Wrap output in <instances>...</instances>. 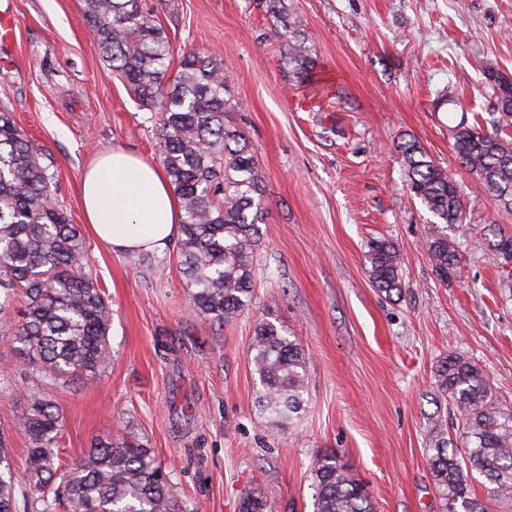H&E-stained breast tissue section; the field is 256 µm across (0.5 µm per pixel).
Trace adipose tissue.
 Wrapping results in <instances>:
<instances>
[{
    "instance_id": "ef3b65f1",
    "label": "adipose tissue",
    "mask_w": 512,
    "mask_h": 512,
    "mask_svg": "<svg viewBox=\"0 0 512 512\" xmlns=\"http://www.w3.org/2000/svg\"><path fill=\"white\" fill-rule=\"evenodd\" d=\"M81 199L87 224L117 254L164 250L181 222L163 169L120 148L85 168Z\"/></svg>"
}]
</instances>
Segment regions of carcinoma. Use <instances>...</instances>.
Instances as JSON below:
<instances>
[{
	"label": "carcinoma",
	"instance_id": "1",
	"mask_svg": "<svg viewBox=\"0 0 512 512\" xmlns=\"http://www.w3.org/2000/svg\"><path fill=\"white\" fill-rule=\"evenodd\" d=\"M83 20L97 38L109 72L138 104L158 115L161 162L183 211L176 255L191 311L218 327L253 303L254 256L260 241L265 199L254 154L245 135L224 125L234 108L224 98L228 77L210 55L183 53L170 75L172 48L142 0H83ZM276 20L274 34L283 64L298 82L314 81L316 60L287 0H263ZM492 90L488 131L479 122L450 128L461 166L477 176L494 199L512 209V79L497 68L482 70ZM411 196L435 217L426 247L444 282L459 263L456 235L463 230V205L449 176L415 139L398 143ZM52 163L42 146L0 112V290H22L20 318L9 328L15 352L41 380L68 384L104 365L110 356L109 304L86 271L83 238L54 202ZM497 264L512 279V235L489 242ZM372 285L385 297L402 295L399 252L381 239L365 256ZM260 388L255 406L264 422L284 428L300 418L308 390L307 359L284 327L262 320L249 346ZM439 397L455 419L461 443L436 429L427 459L446 512H490L488 502H512V409H505L483 370L457 353L435 368ZM28 436L26 469L12 470L0 437V512H17V485L51 512L67 500L71 512H189L170 474L153 451L123 438H106L62 468L57 447L63 427L55 403L40 393L27 396L16 416ZM313 512H375L362 483L334 453L312 462ZM487 498L476 495L479 479ZM240 512H272L258 491L245 494Z\"/></svg>",
	"mask_w": 512,
	"mask_h": 512
}]
</instances>
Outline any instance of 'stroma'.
Masks as SVG:
<instances>
[{
	"mask_svg": "<svg viewBox=\"0 0 512 512\" xmlns=\"http://www.w3.org/2000/svg\"><path fill=\"white\" fill-rule=\"evenodd\" d=\"M317 60L315 93L288 75L259 0H143L173 48L223 63L224 121L244 133L265 194L256 297L218 328L189 306L175 245L118 255L84 222L80 179L98 153L158 161V118L106 69L82 0H0L14 18L0 42V112L13 113L54 163V199L80 225L89 270L112 310L110 360L91 379L40 381L0 336V432L15 474L26 434L13 422L30 393L63 414L59 452L107 435L152 448L190 512H238L260 489L274 512H312L310 465L336 453L376 512H444L426 449L434 371L455 352L476 362L512 408V288L488 246L512 234V210L456 160L448 135L487 117L485 64L512 77V0H292ZM454 91L456 103L440 104ZM413 137L453 179L467 229L460 266L440 281L424 231L430 213L404 183L395 149ZM373 239L400 254L403 294L368 278ZM284 326L307 355L301 417L263 426L248 346L256 323Z\"/></svg>",
	"mask_w": 512,
	"mask_h": 512,
	"instance_id": "obj_1",
	"label": "stroma"
}]
</instances>
